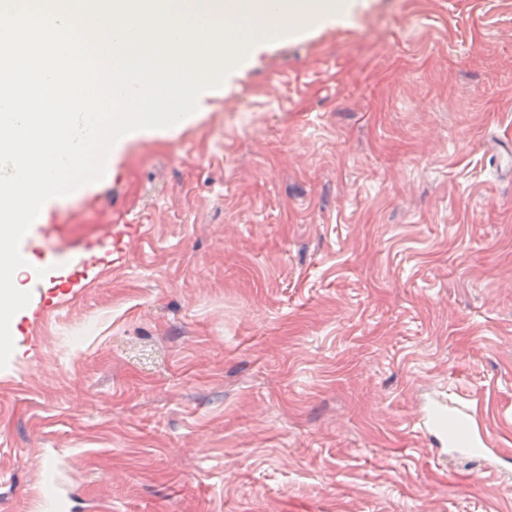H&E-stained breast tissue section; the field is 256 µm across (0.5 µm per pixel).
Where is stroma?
Here are the masks:
<instances>
[{
    "instance_id": "1",
    "label": "stroma",
    "mask_w": 512,
    "mask_h": 512,
    "mask_svg": "<svg viewBox=\"0 0 512 512\" xmlns=\"http://www.w3.org/2000/svg\"><path fill=\"white\" fill-rule=\"evenodd\" d=\"M508 150L512 0H372L110 155L29 230L49 297L120 257L11 320L0 512H512L417 425L438 389L512 453ZM112 263V259L108 260L105 256H99L95 252H91L90 255L83 260V272L81 278L74 279L70 282L68 288H70L71 297L69 298H60L55 302L52 301L51 304H48L43 298L40 296L39 298H35L31 304L35 306L33 310V314L38 315L40 311H43L46 308L59 309L63 307L67 302L76 297L77 295L83 293L86 288L90 286V284L97 278V273L95 270L102 265H108Z\"/></svg>"
}]
</instances>
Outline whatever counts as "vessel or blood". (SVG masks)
<instances>
[{
    "mask_svg": "<svg viewBox=\"0 0 512 512\" xmlns=\"http://www.w3.org/2000/svg\"><path fill=\"white\" fill-rule=\"evenodd\" d=\"M105 263V257L90 253L83 261L81 277L69 285L72 295L83 293L95 280L97 268ZM419 425L435 455L447 459L468 456L483 461L502 454L478 421L470 404L451 402L439 394L430 396L419 418Z\"/></svg>",
    "mask_w": 512,
    "mask_h": 512,
    "instance_id": "vessel-or-blood-1",
    "label": "vessel or blood"
}]
</instances>
